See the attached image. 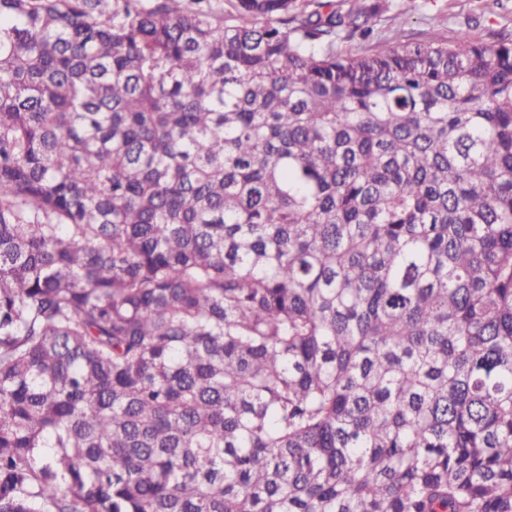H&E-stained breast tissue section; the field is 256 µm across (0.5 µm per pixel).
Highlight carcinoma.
<instances>
[{
    "label": "carcinoma",
    "mask_w": 512,
    "mask_h": 512,
    "mask_svg": "<svg viewBox=\"0 0 512 512\" xmlns=\"http://www.w3.org/2000/svg\"><path fill=\"white\" fill-rule=\"evenodd\" d=\"M230 2L0 0V512H512V38Z\"/></svg>",
    "instance_id": "1"
}]
</instances>
